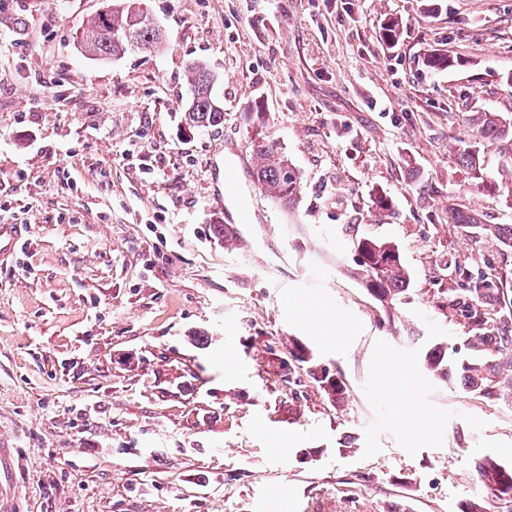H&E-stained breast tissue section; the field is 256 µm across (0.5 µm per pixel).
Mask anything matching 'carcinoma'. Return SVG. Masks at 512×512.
Returning a JSON list of instances; mask_svg holds the SVG:
<instances>
[{
	"mask_svg": "<svg viewBox=\"0 0 512 512\" xmlns=\"http://www.w3.org/2000/svg\"><path fill=\"white\" fill-rule=\"evenodd\" d=\"M76 38L81 51L95 59L124 57L137 51L159 52L167 44L165 33L156 25L147 0H112L106 13L98 12L82 25ZM189 96L183 120L188 129L215 128L224 123V107L216 99L213 88L215 74L203 60L188 66ZM254 129L252 144L253 180L260 190L294 216L301 194V176L288 156L279 151L263 132L266 113L253 108L245 115ZM474 140L457 149L459 164L471 175L479 192L505 199L512 205V162L502 166L498 175L484 172L481 148L498 142L512 141V116L502 112H475L472 115ZM452 224L481 229L499 243L512 248V224H484L481 215L469 209L448 211ZM351 250L355 257L349 273L384 310L392 309L410 289L413 274L404 262L400 249L391 240L354 237ZM459 287L448 289V318L464 321L467 354L436 343L424 356L428 370L448 375L453 364L461 377L464 391L489 401L499 399L501 392H512V302H504L505 292L492 291L472 282L469 268L455 267ZM310 374L320 384L332 404L344 398L342 382L321 369ZM483 483L494 493L512 498V467L487 456L479 465Z\"/></svg>",
	"mask_w": 512,
	"mask_h": 512,
	"instance_id": "1",
	"label": "carcinoma"
}]
</instances>
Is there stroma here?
<instances>
[{
  "label": "stroma",
  "mask_w": 512,
  "mask_h": 512,
  "mask_svg": "<svg viewBox=\"0 0 512 512\" xmlns=\"http://www.w3.org/2000/svg\"><path fill=\"white\" fill-rule=\"evenodd\" d=\"M101 6L0 0V224L27 227L0 257L15 512H512L478 476L512 465V398L423 365L464 343L441 309L455 263L512 289V250L448 221L512 224L456 159L471 113H512V0H148L167 49L94 61L75 33ZM196 59L221 127L182 126ZM257 103L300 203L259 197L228 248L213 160L250 152ZM346 228L412 269L393 315L347 275ZM300 348L339 404L276 382ZM461 349L452 348L448 351V345L436 343L429 348L424 356V362L428 370L436 372L439 376L448 375V364L452 362V355H459ZM311 375H314L315 380L320 384L322 392L327 397L328 401L332 404H338L344 398V386L342 382L334 375H330L329 371L323 370H309ZM320 373V376H318Z\"/></svg>",
  "instance_id": "obj_1"
}]
</instances>
